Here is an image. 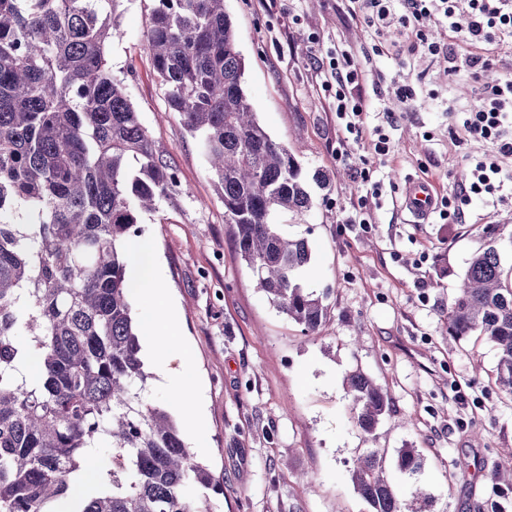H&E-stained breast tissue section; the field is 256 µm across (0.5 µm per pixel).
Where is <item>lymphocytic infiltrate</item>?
I'll return each instance as SVG.
<instances>
[{
  "label": "lymphocytic infiltrate",
  "instance_id": "obj_1",
  "mask_svg": "<svg viewBox=\"0 0 512 512\" xmlns=\"http://www.w3.org/2000/svg\"><path fill=\"white\" fill-rule=\"evenodd\" d=\"M352 15L362 17L377 38L375 54H383L382 37L389 30L402 36L400 52L432 58L445 55L450 74L466 72L470 77L497 60L504 43L512 39V0H350ZM434 18L449 32L460 35L457 43L429 38L422 29L423 18ZM322 86L330 91L333 109L347 133H370L377 154L388 155L390 138L382 126L365 129L363 116L373 104L363 95L362 75L354 53L343 47L328 49L319 70ZM462 134L470 140L491 142L493 153L472 160L467 180L460 191L441 197L439 215L457 223L473 200L501 193L502 174L512 162V73L481 87L473 106L459 118Z\"/></svg>",
  "mask_w": 512,
  "mask_h": 512
}]
</instances>
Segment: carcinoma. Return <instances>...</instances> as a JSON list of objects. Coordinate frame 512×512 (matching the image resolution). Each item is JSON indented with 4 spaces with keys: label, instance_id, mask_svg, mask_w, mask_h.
<instances>
[{
    "label": "carcinoma",
    "instance_id": "1",
    "mask_svg": "<svg viewBox=\"0 0 512 512\" xmlns=\"http://www.w3.org/2000/svg\"><path fill=\"white\" fill-rule=\"evenodd\" d=\"M124 0H0V512H56L107 448L95 496L73 512H215L219 479L146 393L124 243L179 186L108 61ZM146 40L170 111L198 139L238 254L269 301L307 332L327 315L310 288L312 251L279 222L313 199L296 157L259 124L224 0H155ZM448 301V335L498 350L512 397V286L488 224ZM36 365L37 373L30 372ZM345 389L367 435L391 397L361 373ZM399 468L421 466L402 448ZM352 480L371 512H426L403 499L373 453Z\"/></svg>",
    "mask_w": 512,
    "mask_h": 512
}]
</instances>
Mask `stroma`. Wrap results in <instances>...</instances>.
I'll return each instance as SVG.
<instances>
[{
	"label": "stroma",
	"instance_id": "stroma-1",
	"mask_svg": "<svg viewBox=\"0 0 512 512\" xmlns=\"http://www.w3.org/2000/svg\"><path fill=\"white\" fill-rule=\"evenodd\" d=\"M153 7L125 0L109 60L180 182L142 222L178 317L169 351L188 350L193 361L204 425L184 439L219 479L221 512H369L351 479L369 449L402 495L428 490L430 512H491L497 503L512 512V491L497 480L512 471V399L495 384L498 351L486 337L457 341L443 329L468 260L488 244L485 225H499L502 269L512 270V190L494 204L473 201L459 224L436 215L418 224L403 206L409 180L442 195L463 184L484 147L462 138L457 115L500 67L477 80L452 76L444 58L398 54L395 32L386 56H375L374 35L348 0H225L256 118L297 158L314 201L281 217L290 236L308 239L306 280L327 295V316L308 335L256 288L199 144L168 110L146 42ZM337 44L365 67L364 91L378 105L365 122L384 126L389 155L344 131L321 87L319 60ZM400 83L413 85V99L396 96ZM353 164L371 169L381 198L353 179ZM318 173L329 189L315 184ZM361 202L370 223H349ZM356 369L391 395L371 437L356 427L345 391ZM407 446L421 458L413 475L396 465Z\"/></svg>",
	"mask_w": 512,
	"mask_h": 512
}]
</instances>
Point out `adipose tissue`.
<instances>
[{
    "mask_svg": "<svg viewBox=\"0 0 512 512\" xmlns=\"http://www.w3.org/2000/svg\"><path fill=\"white\" fill-rule=\"evenodd\" d=\"M154 252L150 244L143 243L138 247L135 261L130 265L127 278L131 288L137 293H149L155 298V307L144 319L146 355L158 370H165L168 357L167 350L162 347L164 336L173 334L177 327V317L169 306L163 288L153 276Z\"/></svg>",
    "mask_w": 512,
    "mask_h": 512,
    "instance_id": "obj_1",
    "label": "adipose tissue"
}]
</instances>
